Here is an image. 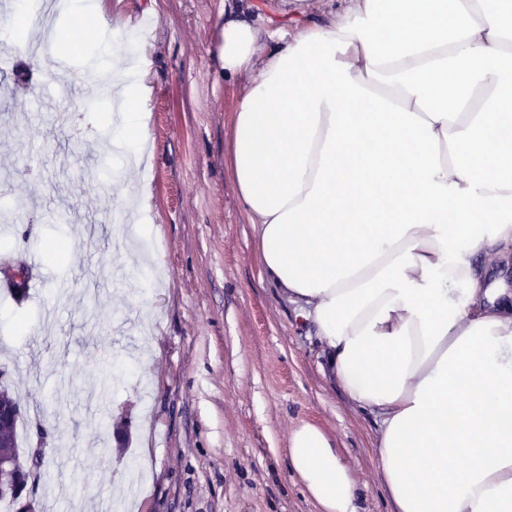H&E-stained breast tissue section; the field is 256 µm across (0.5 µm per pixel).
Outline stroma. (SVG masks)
Instances as JSON below:
<instances>
[{"label": "stroma", "instance_id": "1", "mask_svg": "<svg viewBox=\"0 0 512 512\" xmlns=\"http://www.w3.org/2000/svg\"><path fill=\"white\" fill-rule=\"evenodd\" d=\"M225 0H103L67 77L49 81L0 42V268L35 288L0 292V368L24 417L22 447L43 428L38 512H320L290 472L288 439L319 426L351 469L361 512H391L375 445L380 422L326 376L324 346L266 280L258 225L228 174L237 88L216 57ZM270 30L340 10L281 12L243 0ZM148 54V148L127 169L113 104L74 75L104 44ZM152 195L131 222L86 226L99 203L126 213L114 182ZM67 208L69 222L51 217ZM39 254L30 267V254Z\"/></svg>", "mask_w": 512, "mask_h": 512}]
</instances>
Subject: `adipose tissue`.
<instances>
[{"label": "adipose tissue", "instance_id": "adipose-tissue-1", "mask_svg": "<svg viewBox=\"0 0 512 512\" xmlns=\"http://www.w3.org/2000/svg\"><path fill=\"white\" fill-rule=\"evenodd\" d=\"M120 142L146 143L140 58L113 50ZM228 142L271 283L300 306L351 404L376 413L394 512H512V0H345L270 31L225 13ZM322 512H359L325 432L288 439Z\"/></svg>", "mask_w": 512, "mask_h": 512}]
</instances>
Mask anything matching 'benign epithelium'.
Listing matches in <instances>:
<instances>
[{
    "label": "benign epithelium",
    "instance_id": "obj_1",
    "mask_svg": "<svg viewBox=\"0 0 512 512\" xmlns=\"http://www.w3.org/2000/svg\"><path fill=\"white\" fill-rule=\"evenodd\" d=\"M23 418L20 404L0 396V497L13 502L15 512H35L29 483L31 473L16 465L12 424Z\"/></svg>",
    "mask_w": 512,
    "mask_h": 512
}]
</instances>
